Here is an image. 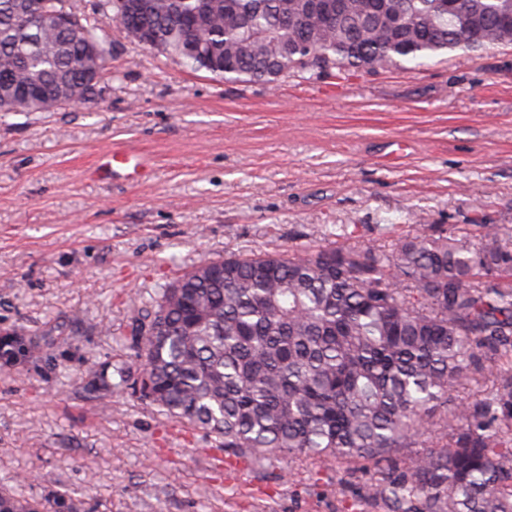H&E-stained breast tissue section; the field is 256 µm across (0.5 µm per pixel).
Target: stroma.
Segmentation results:
<instances>
[{
  "label": "stroma",
  "mask_w": 512,
  "mask_h": 512,
  "mask_svg": "<svg viewBox=\"0 0 512 512\" xmlns=\"http://www.w3.org/2000/svg\"><path fill=\"white\" fill-rule=\"evenodd\" d=\"M94 100L0 113V328L52 336L0 369V486L78 512H386L371 468L320 459L225 473L215 440L136 394L90 411L91 369L128 363L155 288L230 252L378 246L498 225L512 237V48L345 79L228 82L105 21ZM144 154L137 184L93 171Z\"/></svg>",
  "instance_id": "1"
}]
</instances>
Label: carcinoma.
Here are the masks:
<instances>
[{
    "mask_svg": "<svg viewBox=\"0 0 512 512\" xmlns=\"http://www.w3.org/2000/svg\"><path fill=\"white\" fill-rule=\"evenodd\" d=\"M329 20L302 0H148L142 35L226 81L343 78L407 70L450 52L512 45V0H340ZM0 0V112L87 102L107 75L102 19L71 0ZM140 386L120 365L87 385L127 389L254 465L367 460L368 495L389 512H512V242L498 229L420 234L375 246H291L202 262L158 288L131 326ZM46 337L5 328L30 360ZM491 392L448 407L457 386ZM403 448L418 452L400 456ZM0 512H76L0 488Z\"/></svg>",
    "mask_w": 512,
    "mask_h": 512,
    "instance_id": "cac0c4a2",
    "label": "carcinoma"
}]
</instances>
